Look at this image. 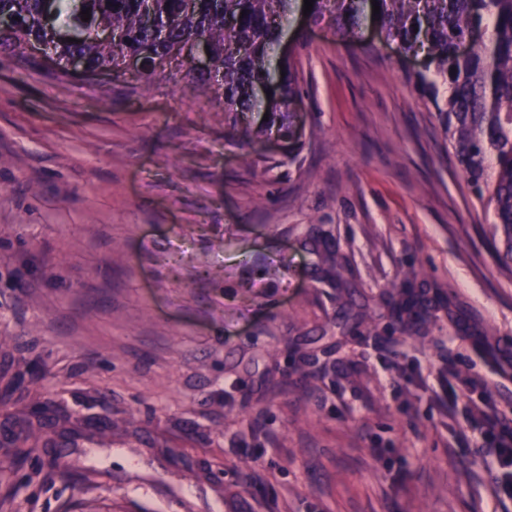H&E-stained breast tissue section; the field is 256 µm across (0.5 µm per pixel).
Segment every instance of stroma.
I'll return each mask as SVG.
<instances>
[{
    "instance_id": "stroma-1",
    "label": "stroma",
    "mask_w": 512,
    "mask_h": 512,
    "mask_svg": "<svg viewBox=\"0 0 512 512\" xmlns=\"http://www.w3.org/2000/svg\"><path fill=\"white\" fill-rule=\"evenodd\" d=\"M334 29L295 9L273 51L291 151L181 63L0 53V459L38 437L0 512H512L438 404L450 369L512 418V264L416 62ZM417 301L411 289L401 288L392 298V315L397 325L404 328L406 324L422 320V315L416 311Z\"/></svg>"
}]
</instances>
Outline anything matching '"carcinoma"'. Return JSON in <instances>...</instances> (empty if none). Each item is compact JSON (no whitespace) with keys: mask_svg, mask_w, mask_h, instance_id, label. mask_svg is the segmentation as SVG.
I'll return each instance as SVG.
<instances>
[{"mask_svg":"<svg viewBox=\"0 0 512 512\" xmlns=\"http://www.w3.org/2000/svg\"><path fill=\"white\" fill-rule=\"evenodd\" d=\"M152 2L156 27L141 23L145 2ZM333 2L336 35L356 36L361 17L372 12L371 0H313L312 23ZM376 21L386 39L406 54L422 50L425 71L414 76L431 90L432 100L448 134L467 185L477 198L493 206L504 250L498 258L512 261V0H376ZM292 0H0V14L12 13L16 26L0 29V52L21 49L30 41L51 44L62 78L71 74L65 63L80 58L90 72H120L119 57L142 56L147 76L164 67L173 45L205 38L223 82L192 68L201 87L215 89L224 111L235 115L267 113L268 121L284 120L289 129L298 101L296 68L288 60L278 69L265 61L268 47L281 36L280 20ZM90 9L91 19L80 12ZM100 27L121 34L117 44L97 39ZM475 28L489 29L488 39L461 55L457 45ZM448 86L439 96L438 84ZM273 87L269 100L259 91ZM397 325L422 319L408 288L391 301Z\"/></svg>","mask_w":512,"mask_h":512,"instance_id":"obj_1","label":"carcinoma"}]
</instances>
